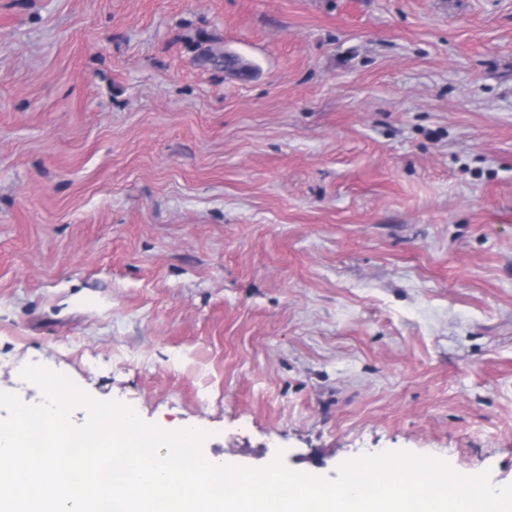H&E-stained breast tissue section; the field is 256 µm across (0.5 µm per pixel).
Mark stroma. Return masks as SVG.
Segmentation results:
<instances>
[{
	"instance_id": "35a3bbf8",
	"label": "stroma",
	"mask_w": 512,
	"mask_h": 512,
	"mask_svg": "<svg viewBox=\"0 0 512 512\" xmlns=\"http://www.w3.org/2000/svg\"><path fill=\"white\" fill-rule=\"evenodd\" d=\"M263 469L512 484V0H0V391Z\"/></svg>"
}]
</instances>
